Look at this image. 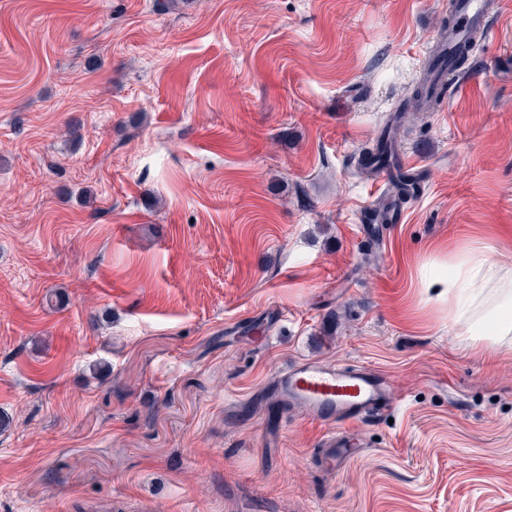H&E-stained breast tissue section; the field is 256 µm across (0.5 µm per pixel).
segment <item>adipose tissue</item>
I'll list each match as a JSON object with an SVG mask.
<instances>
[{"instance_id": "obj_1", "label": "adipose tissue", "mask_w": 512, "mask_h": 512, "mask_svg": "<svg viewBox=\"0 0 512 512\" xmlns=\"http://www.w3.org/2000/svg\"><path fill=\"white\" fill-rule=\"evenodd\" d=\"M491 247L448 260V318L471 345L512 347V269Z\"/></svg>"}]
</instances>
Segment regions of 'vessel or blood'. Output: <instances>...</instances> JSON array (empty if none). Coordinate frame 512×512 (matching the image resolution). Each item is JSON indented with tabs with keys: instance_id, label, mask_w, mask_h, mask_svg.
I'll use <instances>...</instances> for the list:
<instances>
[{
	"instance_id": "1",
	"label": "vessel or blood",
	"mask_w": 512,
	"mask_h": 512,
	"mask_svg": "<svg viewBox=\"0 0 512 512\" xmlns=\"http://www.w3.org/2000/svg\"><path fill=\"white\" fill-rule=\"evenodd\" d=\"M460 23L449 43L465 38L470 30L485 28L483 0H460ZM274 405L282 410L299 405L311 416L331 424L322 440V462L342 467L358 456L365 440L356 423L390 412L394 403L388 380L366 366H347L321 359H302L279 371L271 383Z\"/></svg>"
}]
</instances>
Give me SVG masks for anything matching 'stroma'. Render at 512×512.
Here are the masks:
<instances>
[{"instance_id": "1", "label": "stroma", "mask_w": 512, "mask_h": 512, "mask_svg": "<svg viewBox=\"0 0 512 512\" xmlns=\"http://www.w3.org/2000/svg\"><path fill=\"white\" fill-rule=\"evenodd\" d=\"M400 129L423 189L370 247L357 160L448 0H0V512H512V350L448 259L512 266V0ZM318 356L392 385L345 467L275 411ZM486 245L448 259V319L470 345L512 347V269Z\"/></svg>"}]
</instances>
